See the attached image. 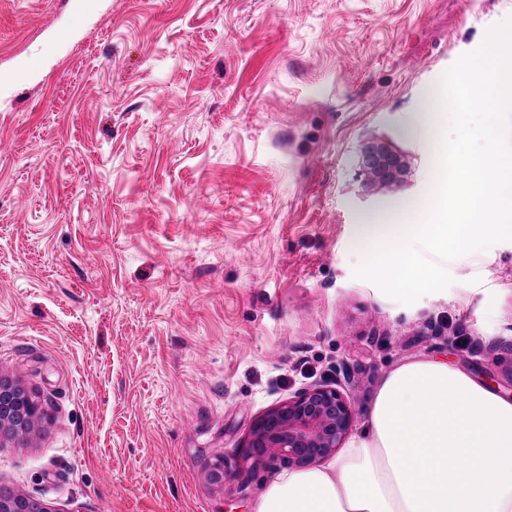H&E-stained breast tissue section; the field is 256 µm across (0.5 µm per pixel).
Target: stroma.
Wrapping results in <instances>:
<instances>
[{"mask_svg":"<svg viewBox=\"0 0 512 512\" xmlns=\"http://www.w3.org/2000/svg\"><path fill=\"white\" fill-rule=\"evenodd\" d=\"M512 0H0V487L53 512H255L241 453L297 390L443 359L512 394V240L410 305L355 278L357 224L432 197L408 128ZM401 174L367 183L361 149ZM232 478L209 481L215 459ZM12 414H20L27 421V425L16 427L18 435L26 433V428L32 426L34 421L39 417V406L36 400L26 392V398L20 397L18 394L3 396L0 393V427L7 425V419Z\"/></svg>","mask_w":512,"mask_h":512,"instance_id":"1","label":"stroma"}]
</instances>
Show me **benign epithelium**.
<instances>
[{"mask_svg": "<svg viewBox=\"0 0 512 512\" xmlns=\"http://www.w3.org/2000/svg\"><path fill=\"white\" fill-rule=\"evenodd\" d=\"M362 163L368 181H385L398 158L386 150L367 147L362 152ZM13 414L23 416L31 426L39 417L38 403L30 394L22 398L0 393V427L6 426ZM356 421V409L340 389L326 384L304 387L254 422L243 461L308 467L342 448ZM26 426L17 427V434L25 433Z\"/></svg>", "mask_w": 512, "mask_h": 512, "instance_id": "7a95c632", "label": "benign epithelium"}]
</instances>
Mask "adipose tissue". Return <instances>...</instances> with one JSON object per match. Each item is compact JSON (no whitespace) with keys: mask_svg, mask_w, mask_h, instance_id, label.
Segmentation results:
<instances>
[{"mask_svg":"<svg viewBox=\"0 0 512 512\" xmlns=\"http://www.w3.org/2000/svg\"><path fill=\"white\" fill-rule=\"evenodd\" d=\"M512 25L488 53L467 63L452 93L430 98L414 129L442 118L512 104ZM369 435L355 438L325 469L276 481L256 512H512V399L437 360L393 369L368 411Z\"/></svg>","mask_w":512,"mask_h":512,"instance_id":"ef3b65f1","label":"adipose tissue"}]
</instances>
